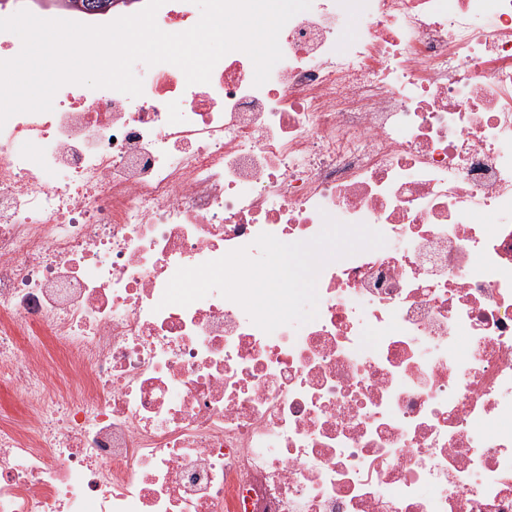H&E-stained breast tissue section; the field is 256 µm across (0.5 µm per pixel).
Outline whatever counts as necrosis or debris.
I'll return each mask as SVG.
<instances>
[{"label":"necrosis or debris","mask_w":512,"mask_h":512,"mask_svg":"<svg viewBox=\"0 0 512 512\" xmlns=\"http://www.w3.org/2000/svg\"><path fill=\"white\" fill-rule=\"evenodd\" d=\"M279 44L259 87L241 51L139 62L140 96L0 128V512H512V0H312ZM327 215L387 244L321 270L317 319L161 306Z\"/></svg>","instance_id":"obj_1"}]
</instances>
